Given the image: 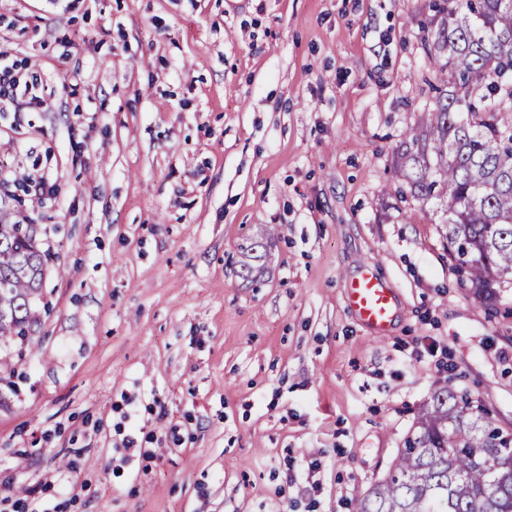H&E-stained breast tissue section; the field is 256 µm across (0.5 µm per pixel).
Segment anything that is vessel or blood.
Here are the masks:
<instances>
[{"label":"vessel or blood","mask_w":512,"mask_h":512,"mask_svg":"<svg viewBox=\"0 0 512 512\" xmlns=\"http://www.w3.org/2000/svg\"><path fill=\"white\" fill-rule=\"evenodd\" d=\"M347 304L357 319L375 335L389 330L395 314V296L376 266L364 265L345 286Z\"/></svg>","instance_id":"b4317fda"}]
</instances>
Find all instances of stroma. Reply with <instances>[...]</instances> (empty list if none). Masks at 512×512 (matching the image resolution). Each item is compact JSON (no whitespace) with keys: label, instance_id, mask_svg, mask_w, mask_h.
Instances as JSON below:
<instances>
[{"label":"stroma","instance_id":"stroma-1","mask_svg":"<svg viewBox=\"0 0 512 512\" xmlns=\"http://www.w3.org/2000/svg\"><path fill=\"white\" fill-rule=\"evenodd\" d=\"M428 4L0 0L38 78L0 112V221L53 256L0 342V512H352L444 385L512 431V288L461 287L392 178ZM31 173L54 195L16 202ZM366 263L384 336L345 304ZM348 307L375 336H384L395 314V296L376 266L365 264L345 285Z\"/></svg>","mask_w":512,"mask_h":512}]
</instances>
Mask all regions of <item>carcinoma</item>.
<instances>
[{"label":"carcinoma","mask_w":512,"mask_h":512,"mask_svg":"<svg viewBox=\"0 0 512 512\" xmlns=\"http://www.w3.org/2000/svg\"><path fill=\"white\" fill-rule=\"evenodd\" d=\"M429 11L424 46L439 85L393 172L400 197L437 205L460 285L492 304L512 279V0H433ZM48 259L36 225L0 221L1 342L37 322ZM355 512H512V433L470 394L435 390Z\"/></svg>","instance_id":"cac0c4a2"}]
</instances>
